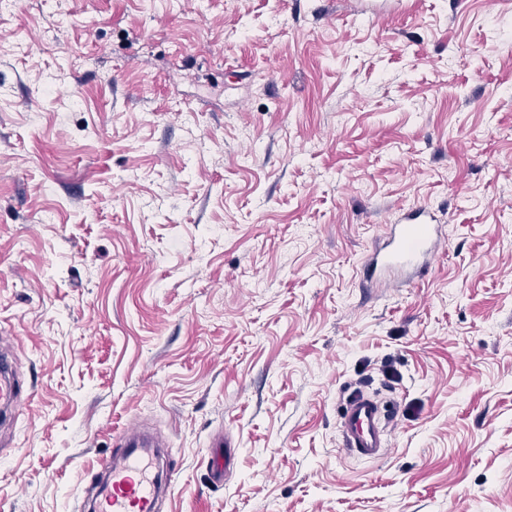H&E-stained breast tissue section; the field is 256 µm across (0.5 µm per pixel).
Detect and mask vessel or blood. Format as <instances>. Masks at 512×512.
<instances>
[{
  "mask_svg": "<svg viewBox=\"0 0 512 512\" xmlns=\"http://www.w3.org/2000/svg\"><path fill=\"white\" fill-rule=\"evenodd\" d=\"M443 240L424 207L409 209L400 224L388 225L382 242L362 264L364 284L381 287L399 276H424ZM20 384L12 375L7 357H0V402H16ZM386 414L378 400L367 394L348 397L341 413L342 446L354 457L374 461L386 452ZM119 457L104 458L105 480L96 494L97 512H160L162 487L160 457L146 452L145 435L138 430L122 433Z\"/></svg>",
  "mask_w": 512,
  "mask_h": 512,
  "instance_id": "obj_1",
  "label": "vessel or blood"
}]
</instances>
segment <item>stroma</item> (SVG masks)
I'll return each instance as SVG.
<instances>
[{
	"mask_svg": "<svg viewBox=\"0 0 512 512\" xmlns=\"http://www.w3.org/2000/svg\"><path fill=\"white\" fill-rule=\"evenodd\" d=\"M367 7L0 12V512H74L136 424L172 512H512V0ZM412 205L432 269L361 287ZM20 394V384L12 375L9 360L1 354L0 357V402H17ZM386 414L378 400L362 393L348 397L341 413L342 446L359 459L374 461L386 452Z\"/></svg>",
	"mask_w": 512,
	"mask_h": 512,
	"instance_id": "stroma-1",
	"label": "stroma"
}]
</instances>
